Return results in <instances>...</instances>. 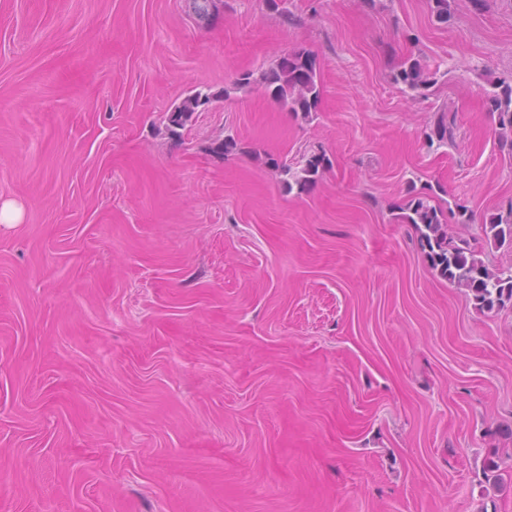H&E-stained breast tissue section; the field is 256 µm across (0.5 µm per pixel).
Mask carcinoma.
Here are the masks:
<instances>
[{
    "label": "carcinoma",
    "mask_w": 512,
    "mask_h": 512,
    "mask_svg": "<svg viewBox=\"0 0 512 512\" xmlns=\"http://www.w3.org/2000/svg\"><path fill=\"white\" fill-rule=\"evenodd\" d=\"M393 81L403 86L414 96H424L435 83V73L426 70L419 60L407 57ZM253 84L261 86L273 101L294 113L308 117L318 111L321 99V85L318 78L317 61L306 51L287 52L279 57L259 75L243 71L235 86L243 89ZM492 90L486 93V111L497 116L501 136L512 135V78H498L490 82ZM210 94L195 89L175 104L166 116V129L175 138L191 122L194 113L210 102ZM456 130L455 114L439 112L429 131L425 134L428 147L438 148L454 143ZM241 151L238 141L226 137L213 143L211 152L228 157ZM265 164L276 169L281 182L288 191L309 192L317 182L320 173L332 165L326 152L318 148L309 149L301 161L293 167L266 156ZM433 196L426 192L411 191L401 221L415 226L419 232V245L432 269L440 277L466 288L476 309L491 312L512 303V268L491 269L478 257V250L470 242H460L448 235L443 222V208L432 203ZM485 237L500 246L512 245V204L490 216L484 225Z\"/></svg>",
    "instance_id": "obj_1"
}]
</instances>
